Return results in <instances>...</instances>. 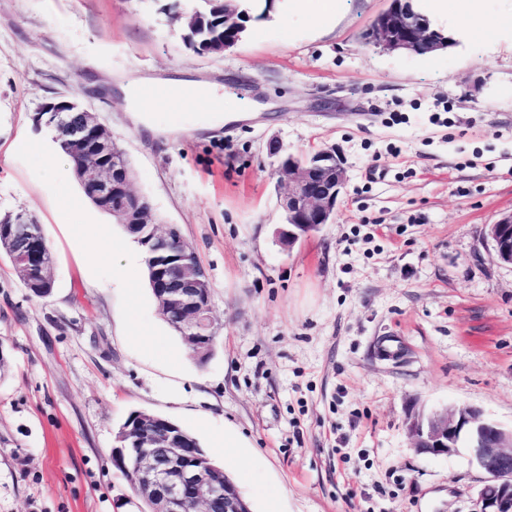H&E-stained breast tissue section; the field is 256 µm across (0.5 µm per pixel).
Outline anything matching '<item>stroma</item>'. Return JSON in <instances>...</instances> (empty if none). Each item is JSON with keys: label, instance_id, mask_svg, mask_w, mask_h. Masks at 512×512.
I'll use <instances>...</instances> for the list:
<instances>
[{"label": "stroma", "instance_id": "35a3bbf8", "mask_svg": "<svg viewBox=\"0 0 512 512\" xmlns=\"http://www.w3.org/2000/svg\"><path fill=\"white\" fill-rule=\"evenodd\" d=\"M201 0H0V218L25 214L54 253L39 298L0 253V512H141L112 462L135 411L196 434H236L231 476L253 512H475L467 448L415 451L410 416L481 408L512 426V266L489 225L512 212V43L408 57L368 44L391 0H342L314 20L276 0L220 54L182 39ZM208 81L245 122L190 136L135 129L101 83ZM73 96L125 151L133 187L177 225L217 317L198 362L123 249L95 257L70 159L33 127ZM21 136L40 154L12 150ZM333 147L347 181L335 222L287 245L270 139ZM51 166H44V159Z\"/></svg>", "mask_w": 512, "mask_h": 512}]
</instances>
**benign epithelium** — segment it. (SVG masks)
<instances>
[{"label":"benign epithelium","instance_id":"obj_1","mask_svg":"<svg viewBox=\"0 0 512 512\" xmlns=\"http://www.w3.org/2000/svg\"><path fill=\"white\" fill-rule=\"evenodd\" d=\"M407 2L393 0L388 10L375 17L367 33L369 42L387 52L422 57L447 49V37ZM33 122L38 130L67 131L62 147L74 160L75 177L94 205L116 216L128 232L146 237L145 244L153 251L174 243L179 246L174 267L156 263L151 269L150 285L159 313L178 323L181 336L194 350L214 343L216 316L206 288L207 274L179 228L156 221L150 200L133 190L131 169L114 159L119 146L112 132L72 96L42 104ZM267 154L273 159V174L288 186L282 199L286 222L280 235L291 245L334 219L346 185L344 161L333 148L299 160L278 139L268 142ZM489 236L492 258L512 265V213L491 225ZM0 237L10 240L21 254L24 265L19 276L26 288H54L43 233L35 230L31 219L19 214L1 222ZM407 432L413 448L425 455L449 457L460 443H466L485 474L478 512H512V429L488 420L475 406L460 404L410 418ZM126 437L139 442L135 493L152 498L156 512H187L190 506L194 512H213L219 502L224 503V512H244L238 487L215 479L189 450L191 444L166 429L164 419L138 423Z\"/></svg>","mask_w":512,"mask_h":512}]
</instances>
